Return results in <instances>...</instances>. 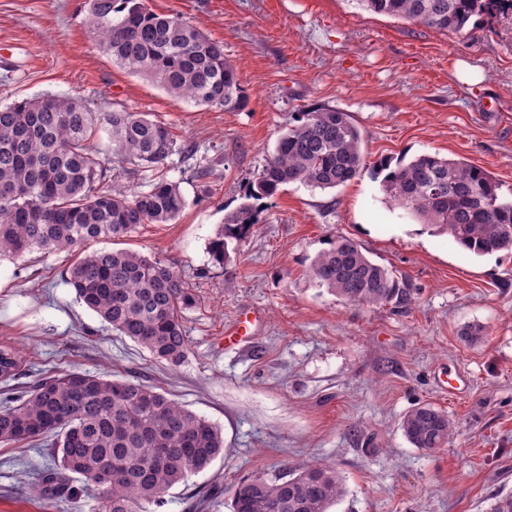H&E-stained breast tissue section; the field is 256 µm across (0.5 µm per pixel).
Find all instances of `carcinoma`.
<instances>
[{"mask_svg": "<svg viewBox=\"0 0 512 512\" xmlns=\"http://www.w3.org/2000/svg\"><path fill=\"white\" fill-rule=\"evenodd\" d=\"M375 14L462 31L474 17L512 11V0H356ZM87 24L112 61L148 77L167 93L195 104L237 111L247 98L224 44L177 15L158 14L145 0H88ZM103 125L112 156L134 173L156 172L174 153L167 127L139 112H94L79 98L43 94L0 107V258L35 250L69 251L66 270L76 298L155 361L179 366L188 340L183 314L195 294L169 264L129 250L81 253L90 241L128 236L141 224H167L188 202L180 186L151 177L149 190L129 197L90 144ZM362 138L350 116L333 108L299 113L281 134L248 190V202L229 215L210 240L223 263L228 244L258 223L249 203L300 183L335 189L365 168ZM384 193L463 249L483 256L512 251V198L484 169L425 153L377 168ZM317 286L355 306L406 307V277L372 261L345 237L311 263ZM21 352L0 346V382L20 375ZM401 429L427 451L453 438L448 416L430 405L410 410ZM48 442L50 463L33 488L50 499L78 500L96 492L102 512H139L163 503L166 493L224 454V436L157 388L130 379L68 370L34 382L20 398L0 402V443ZM109 484L100 488L102 476ZM346 493L336 469L316 464L268 479L253 476L233 489L231 512H329Z\"/></svg>", "mask_w": 512, "mask_h": 512, "instance_id": "1", "label": "carcinoma"}]
</instances>
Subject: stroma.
<instances>
[{
	"label": "stroma",
	"instance_id": "obj_1",
	"mask_svg": "<svg viewBox=\"0 0 512 512\" xmlns=\"http://www.w3.org/2000/svg\"><path fill=\"white\" fill-rule=\"evenodd\" d=\"M224 44L248 104L198 106L116 64L86 26L87 0H0V106L77 96L95 112H144L176 150L162 173L188 205L143 224L127 248L171 264L196 295L187 358L171 369L117 335L64 281L65 252L0 260V343L22 348L15 387L64 370L155 386L224 433V455L143 512H229L245 476L315 464L347 492L330 512H486L512 494V252L477 256L394 205L383 159L424 153L482 167L512 194V16L440 31L363 10L355 0H146ZM348 113L366 167L333 190L298 183L262 200L258 222L215 263L208 245L246 201L299 112ZM359 244L405 275L404 308L362 307L317 287L309 270L330 238ZM251 333L225 340L238 319ZM483 326L479 343L460 337ZM468 386L450 395L449 377ZM447 413L452 443L412 447L403 416ZM36 444H0V512H99L31 488Z\"/></svg>",
	"mask_w": 512,
	"mask_h": 512
}]
</instances>
